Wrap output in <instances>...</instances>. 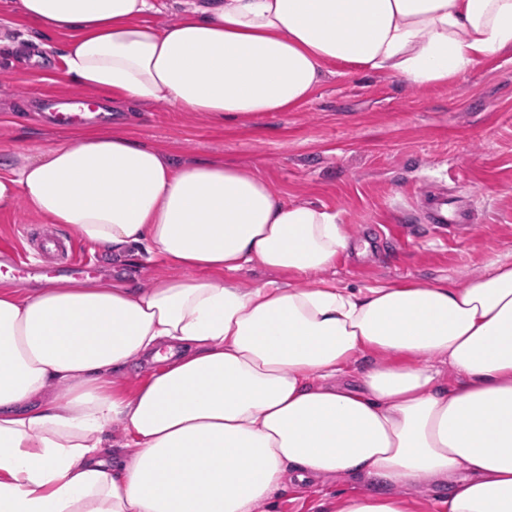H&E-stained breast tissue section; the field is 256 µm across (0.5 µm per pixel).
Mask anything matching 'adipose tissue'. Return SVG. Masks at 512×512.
<instances>
[{
    "instance_id": "obj_1",
    "label": "adipose tissue",
    "mask_w": 512,
    "mask_h": 512,
    "mask_svg": "<svg viewBox=\"0 0 512 512\" xmlns=\"http://www.w3.org/2000/svg\"><path fill=\"white\" fill-rule=\"evenodd\" d=\"M21 6L65 34L72 82L218 123L300 105L332 64L430 86L512 52V0H184L158 27L159 0ZM20 202L176 272L0 279V512H258L284 481L343 472L374 489L335 512H413L400 490L419 485L443 512H512L511 259L463 286L311 284L349 247L336 209L111 130L0 153V211ZM250 265L278 277L242 287ZM145 359L132 393L116 387ZM115 424L130 451L113 453Z\"/></svg>"
}]
</instances>
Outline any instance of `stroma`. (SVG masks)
<instances>
[{
	"label": "stroma",
	"mask_w": 512,
	"mask_h": 512,
	"mask_svg": "<svg viewBox=\"0 0 512 512\" xmlns=\"http://www.w3.org/2000/svg\"><path fill=\"white\" fill-rule=\"evenodd\" d=\"M63 34L46 33L0 0V151L66 142L47 127L32 95L78 94L55 52ZM43 43L32 55L33 42ZM111 127L172 155L250 167L291 202L340 212L350 246L325 280L344 288L442 278L465 283L512 253V54H493L445 85L415 86L395 77L333 65L306 102L286 112L222 124L201 112L111 103ZM442 192L470 213L473 227L434 234L426 195ZM66 236L37 223L25 207L0 212V249L17 248L23 228ZM104 276L146 285L169 273L161 256L111 255L84 241ZM344 474L298 492L275 493L259 512H333L339 495L368 490Z\"/></svg>",
	"instance_id": "stroma-1"
}]
</instances>
